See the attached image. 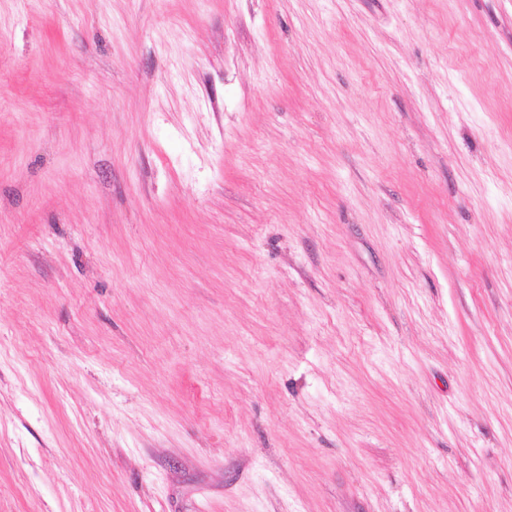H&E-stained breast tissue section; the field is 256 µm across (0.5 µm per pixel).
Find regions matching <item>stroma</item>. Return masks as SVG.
<instances>
[{"instance_id":"stroma-1","label":"stroma","mask_w":512,"mask_h":512,"mask_svg":"<svg viewBox=\"0 0 512 512\" xmlns=\"http://www.w3.org/2000/svg\"><path fill=\"white\" fill-rule=\"evenodd\" d=\"M0 512H512V0H0Z\"/></svg>"}]
</instances>
